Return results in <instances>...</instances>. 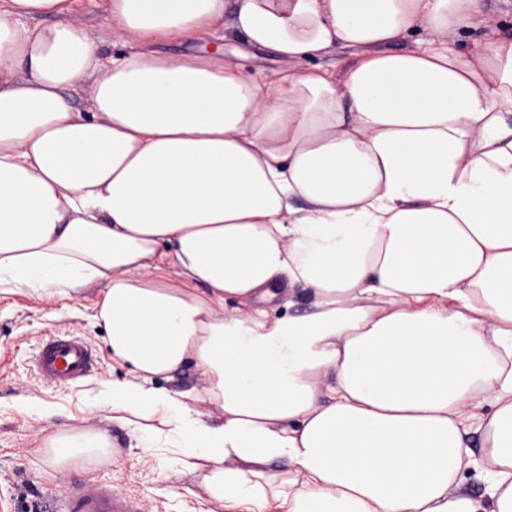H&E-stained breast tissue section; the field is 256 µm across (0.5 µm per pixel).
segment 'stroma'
I'll use <instances>...</instances> for the list:
<instances>
[{
	"mask_svg": "<svg viewBox=\"0 0 512 512\" xmlns=\"http://www.w3.org/2000/svg\"><path fill=\"white\" fill-rule=\"evenodd\" d=\"M75 19L90 30L104 56L127 53V45L107 25L103 0H81ZM493 32L512 35V0H483L482 12L459 30L451 47L464 55L473 53ZM224 52L244 74L270 78L289 66L339 73L355 59L353 50L339 49L289 65L234 38L225 39ZM102 291L93 285L63 299L24 289L0 293V512H51L70 482L111 486L138 498L144 512H212L214 504L199 474L136 448L133 423L115 420L111 408L97 400L103 384L131 377L128 366L113 360L108 337L95 320L94 305ZM67 331L92 346L95 366L81 381L56 385L37 375L33 360L44 341ZM28 398L50 407V415L21 413L17 403ZM86 433L104 434L110 451L70 464L54 459L53 441Z\"/></svg>",
	"mask_w": 512,
	"mask_h": 512,
	"instance_id": "obj_1",
	"label": "stroma"
}]
</instances>
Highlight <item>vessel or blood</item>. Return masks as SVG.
I'll use <instances>...</instances> for the list:
<instances>
[{
  "label": "vessel or blood",
  "instance_id": "1",
  "mask_svg": "<svg viewBox=\"0 0 512 512\" xmlns=\"http://www.w3.org/2000/svg\"><path fill=\"white\" fill-rule=\"evenodd\" d=\"M90 345L69 334L54 336L41 346L36 359L40 376L56 384H68L85 377L94 365ZM61 512H141L136 499L104 485H68Z\"/></svg>",
  "mask_w": 512,
  "mask_h": 512
}]
</instances>
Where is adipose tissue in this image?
I'll return each instance as SVG.
<instances>
[{"instance_id": "obj_1", "label": "adipose tissue", "mask_w": 512, "mask_h": 512, "mask_svg": "<svg viewBox=\"0 0 512 512\" xmlns=\"http://www.w3.org/2000/svg\"><path fill=\"white\" fill-rule=\"evenodd\" d=\"M76 2L0 0V293L104 284L139 376L106 404L224 512H487L481 461L512 512V37L448 46L481 0H104L112 59ZM222 29L363 56L270 80L149 49ZM189 359L204 393L153 386Z\"/></svg>"}]
</instances>
